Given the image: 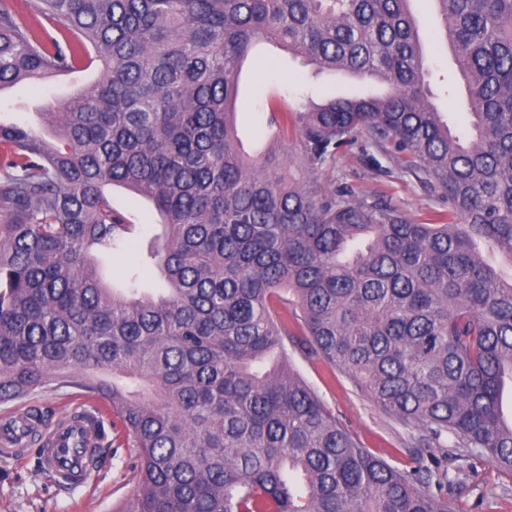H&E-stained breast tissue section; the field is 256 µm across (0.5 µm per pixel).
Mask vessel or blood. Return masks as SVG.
<instances>
[{
    "mask_svg": "<svg viewBox=\"0 0 512 512\" xmlns=\"http://www.w3.org/2000/svg\"><path fill=\"white\" fill-rule=\"evenodd\" d=\"M104 395L82 396L59 421H42L30 408L15 410L0 424V459L36 453L42 469L62 487L87 483L106 442Z\"/></svg>",
    "mask_w": 512,
    "mask_h": 512,
    "instance_id": "vessel-or-blood-1",
    "label": "vessel or blood"
}]
</instances>
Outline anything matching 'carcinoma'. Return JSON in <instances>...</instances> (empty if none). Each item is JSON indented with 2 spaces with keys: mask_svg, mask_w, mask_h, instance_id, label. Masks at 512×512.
<instances>
[{
  "mask_svg": "<svg viewBox=\"0 0 512 512\" xmlns=\"http://www.w3.org/2000/svg\"><path fill=\"white\" fill-rule=\"evenodd\" d=\"M411 2L0 0V91L101 64L53 102L57 143L0 124V402L112 373L136 453L120 512H457L448 449L512 471V273L480 249L512 261V0H430L469 136L429 100ZM260 42L388 86L296 113L298 175L238 144ZM360 134L406 153L447 222L322 190L312 174ZM107 185L161 216L165 293L106 279L133 233ZM290 345L414 428L411 469L357 443Z\"/></svg>",
  "mask_w": 512,
  "mask_h": 512,
  "instance_id": "1",
  "label": "carcinoma"
}]
</instances>
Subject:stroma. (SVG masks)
Here are the masks:
<instances>
[{"label": "stroma", "instance_id": "obj_1", "mask_svg": "<svg viewBox=\"0 0 512 512\" xmlns=\"http://www.w3.org/2000/svg\"><path fill=\"white\" fill-rule=\"evenodd\" d=\"M414 11L432 101L456 129L466 130L464 92L448 47L437 36V19L426 0H416ZM98 74L94 66L1 90L0 123L25 124L49 136L46 115L51 103L86 86ZM383 90V84L369 79L348 82L336 73L312 76L303 58L258 44L239 77V96L244 102L237 113L241 144L248 153L268 154L289 164L301 147L292 114L303 111L313 99L373 95ZM404 166L403 155L395 145L378 147L362 134L338 149L334 161L317 171L314 178L329 192L344 189L355 198L388 201L419 222L446 214V196L405 173ZM106 194L113 208L135 227L126 247L102 258L107 279L119 285L161 235V218L143 196L117 186L108 187ZM291 362L363 448L395 467L410 466V452L415 447L411 426L386 414L347 376L325 363L296 350L291 353ZM134 462L132 443L118 425L112 429V441L102 456L99 472L79 488L55 487L41 473L36 457L1 462L0 512H119L134 490ZM448 483L458 512H512V472L488 458H449Z\"/></svg>", "mask_w": 512, "mask_h": 512}]
</instances>
